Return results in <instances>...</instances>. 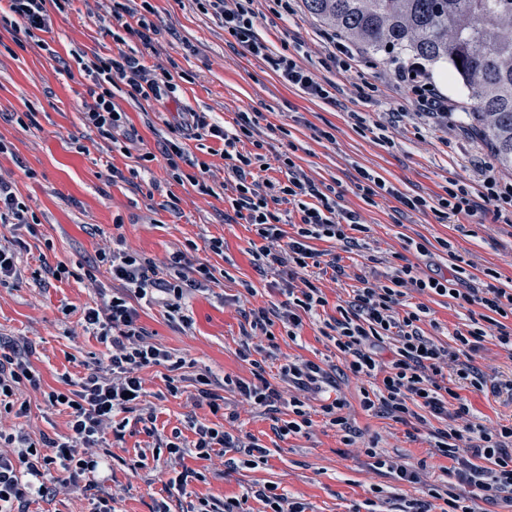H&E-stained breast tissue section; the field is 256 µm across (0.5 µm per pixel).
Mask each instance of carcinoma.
<instances>
[{
    "instance_id": "cac0c4a2",
    "label": "carcinoma",
    "mask_w": 512,
    "mask_h": 512,
    "mask_svg": "<svg viewBox=\"0 0 512 512\" xmlns=\"http://www.w3.org/2000/svg\"><path fill=\"white\" fill-rule=\"evenodd\" d=\"M303 6L368 52L447 66L465 90L470 128L512 172V0H303Z\"/></svg>"
}]
</instances>
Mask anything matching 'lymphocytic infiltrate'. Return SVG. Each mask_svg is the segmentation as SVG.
Segmentation results:
<instances>
[{
    "label": "lymphocytic infiltrate",
    "instance_id": "obj_1",
    "mask_svg": "<svg viewBox=\"0 0 512 512\" xmlns=\"http://www.w3.org/2000/svg\"><path fill=\"white\" fill-rule=\"evenodd\" d=\"M70 0H6L0 7V24L23 23L19 48H45L43 38L50 29L51 12H64ZM254 0H204L222 23L225 32L250 55L261 58L289 86L309 98L332 99V92L310 71L301 67L290 54L275 53L262 41L255 28L257 14ZM156 9L150 0H113L109 32L115 42L124 35L138 38L145 51L154 48L156 25L151 16ZM81 69L93 80L89 100L82 111L84 124L101 138L117 140L128 136L129 119L114 101L112 87L123 83L130 99L161 101L175 98L179 85L170 71L154 73L140 58L126 53L102 56L78 53ZM395 74L415 97L416 107L427 126L441 127L448 123V98L431 81L425 66L411 62L396 68ZM167 136L158 142L157 153H146L144 161L162 157L169 178L188 181L203 194L210 193L205 176L206 163H198L196 172L182 168L188 160L184 141L188 131L210 136L224 144L223 157L235 181V198L230 206L235 219L252 226L263 244L255 258L261 264L284 266L289 282L285 288L286 302L278 307H259L252 311L251 330L269 333L274 324H282L289 337H297L304 316L325 306L320 289L307 277L308 268L317 266L319 253L313 241H334L343 245L354 243V235L364 226L357 213L344 210L335 187L315 183L308 178L292 157L282 159L285 179L259 178L256 168L262 167L263 143L254 137V124L244 119L235 131H228L211 122L208 113L182 112L167 126ZM252 143L251 150H240L242 140ZM484 190L480 198L462 186L451 185L448 194L439 198L435 214L439 221L450 223L459 216L475 215L482 206L493 209L495 220L512 224V183L502 182L491 167L479 165ZM292 204L300 220L292 234L281 227L283 218L277 202ZM281 249H274V242ZM97 267L111 275L112 295L101 305L83 311L82 325L107 350L105 367L90 369L83 376L64 377V390L46 392L47 403L62 408L68 415L66 435L32 438L24 430L1 437L14 448V456L0 455V512H30L37 500L47 498L52 488L82 493L90 502V512H113L115 497L103 473L110 468L112 447L107 435L121 436L126 414H134L136 422L145 424L147 434H155L157 416L143 408V369L163 365L170 372L167 391L177 395L180 388L173 376L185 358L173 355L152 342L141 325L136 301L162 304L169 320L182 327L192 321L184 312L186 297L204 291L216 283V268L188 252L176 251L166 269H159L145 256L120 248L101 250ZM450 276L429 275L405 265L388 274L370 270L361 274L360 288L351 301L341 308L340 319L331 324V339L338 351L348 356V370L353 376L370 379L363 390L364 410L380 409L394 420L405 423L418 419L420 413L443 420L434 432L435 449L451 460L448 479L430 486L427 499L409 501L408 512H431L432 500L443 501L447 512H472L469 499L512 505V423L493 427L477 422L461 389L471 388L492 395L512 396V376L487 379L472 362V354L480 348L487 332L477 326L468 331H455L454 346L448 347L424 336L419 328L426 305L409 310L401 305L406 290L421 294L453 295L459 303L478 307L496 315L498 341L512 350V328L505 323L512 318V290L494 285L483 288L454 289L463 274L459 264H451ZM394 341L396 351L390 366L381 367L379 357L387 341ZM29 348L12 340L0 339V414L27 416L29 406L23 398L24 388L40 389L41 376L31 366ZM261 362L253 364L251 381L225 378L241 398L256 407H270L287 401L292 408L291 419L283 421L278 432L287 437L308 432L314 421L301 393H319L331 385L330 374L318 363L299 359L282 368V385L271 384L264 376ZM294 388V397H287V388ZM193 441H186L181 431L159 440L155 454H168L174 459L192 455L211 459L212 455L230 450L242 452L243 466L254 467L266 462L268 452L257 440L242 442L223 425L192 423ZM467 442L468 456L458 455L459 442ZM468 487V495H460L459 487ZM258 500L263 512H306L305 503L288 497L273 483L256 484L245 494L224 502L208 498L189 501L184 512H251L249 500Z\"/></svg>",
    "mask_w": 512,
    "mask_h": 512
}]
</instances>
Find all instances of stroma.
<instances>
[{
  "mask_svg": "<svg viewBox=\"0 0 512 512\" xmlns=\"http://www.w3.org/2000/svg\"><path fill=\"white\" fill-rule=\"evenodd\" d=\"M158 32L155 49L144 63L155 72L177 66L186 78L176 99L140 103L116 96L137 135L112 144L101 140L81 121V104L93 82L78 68L58 69L56 58H69L81 50L112 56L139 49L135 38L116 44L107 32L112 0H70L65 13L51 16L45 33L46 49L14 50L15 33L0 26V178L15 182L25 203L40 219L35 231L22 224H0V243H21L23 265L38 267L40 259L65 263L72 269H90L98 252L122 238L130 251L168 262L173 252L197 245L199 258L221 272L219 282L187 300L190 328L168 320L163 307L141 304L140 322L153 342L186 358L180 369L184 391L166 393L165 366L142 371L145 402L156 410V427L168 435L180 429L186 440L194 434L189 419L206 424L216 418L195 398V378L203 370L216 377L252 380V360L262 361L265 376L280 384V368L302 358L331 370L336 388L346 400L344 409L353 426L345 434L315 419L308 434L279 437L277 420L291 412L288 403L260 411L242 401L238 393L224 390L227 408L238 418L227 429L238 436H252L268 449V462L254 469L238 468L209 460L185 458V467L204 473L191 482L189 491L217 501L241 495L256 483L272 482L302 500L307 512H364L372 486L384 488L378 512H404L409 500L423 496L426 486L440 482L449 465L435 454L432 433L436 419L427 423H401L361 406L363 381L344 367L343 356L323 334L327 321L337 318L339 305L358 288V275L371 259L381 256L392 266L413 265L427 272L448 269L450 254L461 255L469 266L468 287L494 283L512 289V227L495 223L492 212L459 217L439 223L432 207L449 182L478 188L476 162H492L486 145L474 136L458 105L463 93L452 85L447 72L430 67L437 87L447 95L455 112L442 128H431L420 118L411 93L395 80L394 64L384 57L360 52L354 82H347L332 60L335 48L327 39L326 25L296 5L290 16L278 15L272 0H258L257 32L274 51L296 54L298 62L318 80L336 86L335 102L312 100L288 86L260 58L232 45L220 22L204 13L196 0H152ZM364 88V97L353 93V84ZM32 110V121H7L6 113ZM365 113L369 123L386 125L385 138L354 127L349 110ZM180 112H206L227 130L242 118L255 122V136L264 142L269 163L265 175L278 177V158L290 151L294 160L315 182L336 187L343 209L357 212L366 231L359 248L343 249L332 241L315 242L326 259L344 267L340 280L322 276L318 281L326 304L316 317L304 318L298 338H289L282 326L272 337L245 341L243 330L252 308L281 304L288 278L284 267L260 268L252 256L256 236L245 224L224 221L226 200L234 194V181L221 155V140L203 137L188 140L191 160L210 167L208 183L213 194L198 193L190 184L177 183L164 172V160L141 170L140 155L157 149V139L167 132V121ZM401 121H392V113ZM368 169L392 183L401 193L422 196L428 205L404 208L395 199L366 204L357 188L359 169ZM122 178H113V170ZM224 241L217 256L204 245L211 238ZM429 252L421 254L417 244ZM497 279L485 276V269ZM112 294V278L97 272L95 280L69 279L42 284L24 276L0 287V336L28 342L30 361L40 373L43 387L24 393L28 416L0 417V430L24 428L33 438L67 433L68 417L47 405L45 391L62 388V374L81 375L104 360L105 348L85 332L82 310L103 303ZM408 303L425 304L428 323L423 329L443 345H450L455 330L469 325L471 314L456 300L409 292ZM251 360H244L243 348ZM377 446L387 456L417 469L421 483L402 484L371 465L365 450ZM154 438L139 425L128 424L122 439L112 443V490L118 495V512H153L164 497L172 471L167 461L152 458Z\"/></svg>",
  "mask_w": 512,
  "mask_h": 512,
  "instance_id": "obj_1",
  "label": "stroma"
}]
</instances>
